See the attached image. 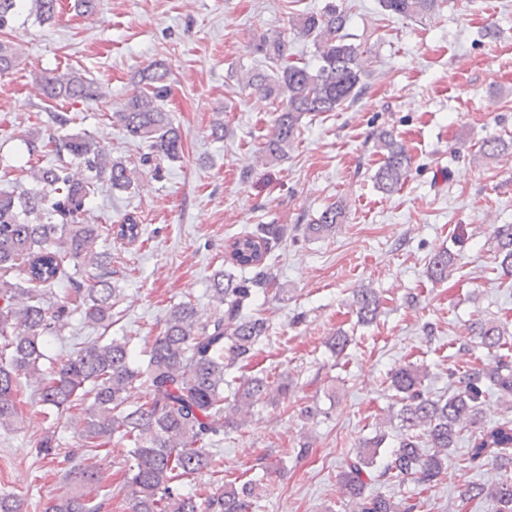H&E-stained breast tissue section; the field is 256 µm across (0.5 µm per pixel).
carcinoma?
Returning a JSON list of instances; mask_svg holds the SVG:
<instances>
[{"instance_id": "obj_1", "label": "carcinoma", "mask_w": 512, "mask_h": 512, "mask_svg": "<svg viewBox=\"0 0 512 512\" xmlns=\"http://www.w3.org/2000/svg\"><path fill=\"white\" fill-rule=\"evenodd\" d=\"M442 0H379L392 17L423 19L440 10ZM36 15L53 19L63 0H32ZM23 6V0H0V30ZM349 16L331 2L320 12L292 18L297 34L312 38L315 64L288 57V45L279 36H262L257 50L271 71L248 70L238 77L244 91L257 93L275 107L276 117L263 143L265 155H287L301 134L302 118L334 112L365 95L364 78L372 51L348 42ZM168 71L155 63L139 72L138 87L112 113L127 135L148 144L163 159L183 155V140L163 102ZM41 95L49 100L79 102L100 94L101 87L69 70L43 73ZM382 161L375 183L392 193L408 176L411 156L388 130L375 134ZM63 150L71 161L27 169L31 187L15 194L0 193V432L13 430L20 410L22 382L32 383L29 403L46 416L58 417L82 406L81 439L65 452L67 490L56 497L48 512H108L112 500L123 497L126 512H249L257 481L229 482L214 492L186 491L182 481L212 468L211 446L228 429L240 425L236 415L262 401L288 396L286 378L242 379L231 404L224 405V375L249 361L268 330L264 319L245 315L252 299L276 285L267 258L288 234L286 224H258L235 236L227 263L242 276L226 270L213 275L208 308L193 300L181 301L168 312L163 330L145 344L140 364L126 336H103L76 344L51 357L46 342L61 336L69 319L106 329L120 297L112 285V252L96 250L98 242L117 237L135 243L145 234L133 215L117 228L83 223L103 178L112 188L128 190L132 172L119 158L87 134H66ZM340 205L326 207L306 225V233L328 236L343 223ZM502 260L512 268V227L497 231ZM455 258L448 250L429 261L431 280L448 279ZM66 284L61 293L55 287ZM357 314L372 324L381 312V298L373 288L355 292ZM471 334L488 350L490 362L466 364L449 373L455 389L448 397L433 398L424 388L429 372L407 365L390 372L389 388L400 405L403 432L390 451L381 449L386 436L378 434L349 455L338 478V494L348 512H419L423 501L392 497L372 489L391 479L411 481L430 489L448 471L450 449L472 428L468 451L458 469H475L494 462L491 483H472L469 500L483 512H512V420L480 426L486 395L493 392L512 408V360L499 353L505 345V327L494 321L471 324ZM144 389V401L131 403L127 394ZM124 445L123 484L102 489L100 452L111 443ZM37 454H60L52 435L38 439Z\"/></svg>"}]
</instances>
